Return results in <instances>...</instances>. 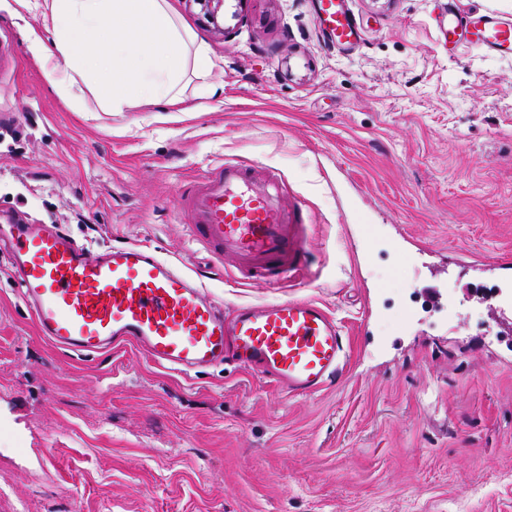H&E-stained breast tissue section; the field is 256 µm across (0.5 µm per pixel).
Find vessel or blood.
<instances>
[{"label":"vessel or blood","mask_w":512,"mask_h":512,"mask_svg":"<svg viewBox=\"0 0 512 512\" xmlns=\"http://www.w3.org/2000/svg\"><path fill=\"white\" fill-rule=\"evenodd\" d=\"M314 18L337 44L357 43L345 0H317ZM444 36L512 54V22L489 14L449 10ZM176 207L188 213L195 240L230 262L238 281L279 288L313 272L307 206H283L271 172L222 162ZM7 247L32 318L54 347L94 355L131 346L181 374L247 368L291 396L318 393L348 362L342 326L315 300L242 304L228 314L206 293L201 271L137 243L94 253L54 224L13 225Z\"/></svg>","instance_id":"b4317fda"}]
</instances>
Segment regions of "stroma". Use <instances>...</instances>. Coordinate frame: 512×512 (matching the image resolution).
I'll list each match as a JSON object with an SVG mask.
<instances>
[{"label":"stroma","mask_w":512,"mask_h":512,"mask_svg":"<svg viewBox=\"0 0 512 512\" xmlns=\"http://www.w3.org/2000/svg\"><path fill=\"white\" fill-rule=\"evenodd\" d=\"M170 2L211 72L182 111L103 112L51 87L0 0V213L149 244L228 307L318 300L348 365L291 397L238 368L61 350L0 256V512H512V304L489 316L470 288L512 262V58L449 54L438 26L451 6L512 21V0H350V48L313 0H225L214 22ZM227 159L305 202L316 279L238 284L194 240L176 200Z\"/></svg>","instance_id":"35a3bbf8"}]
</instances>
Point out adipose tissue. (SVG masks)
<instances>
[{
    "instance_id": "obj_1",
    "label": "adipose tissue",
    "mask_w": 512,
    "mask_h": 512,
    "mask_svg": "<svg viewBox=\"0 0 512 512\" xmlns=\"http://www.w3.org/2000/svg\"><path fill=\"white\" fill-rule=\"evenodd\" d=\"M38 10L28 26L33 56L50 85L67 93L92 84L102 110L123 111L131 98L166 108L181 101L187 72L213 65L207 44L186 26L170 0H16Z\"/></svg>"
}]
</instances>
